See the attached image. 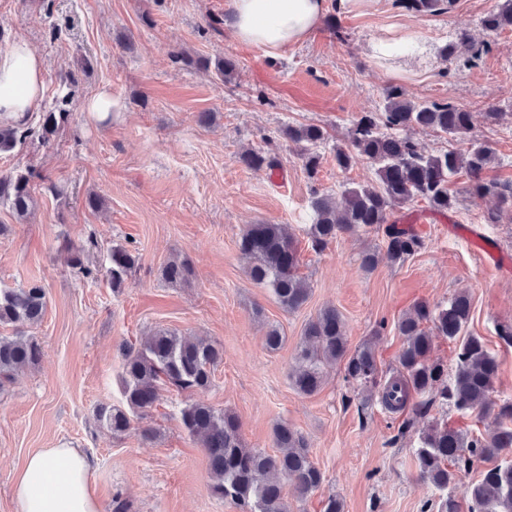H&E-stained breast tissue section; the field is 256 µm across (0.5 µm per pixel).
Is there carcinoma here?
<instances>
[{"label":"carcinoma","instance_id":"carcinoma-1","mask_svg":"<svg viewBox=\"0 0 512 512\" xmlns=\"http://www.w3.org/2000/svg\"><path fill=\"white\" fill-rule=\"evenodd\" d=\"M399 5L416 13L437 14L448 10V0H399ZM484 30L496 33L512 27V0H502L499 7L482 19ZM489 48L461 38L439 50L440 57L464 59L472 63ZM78 80L71 71L60 76L61 92L51 105L39 113L37 121L29 118L0 122V155L13 153L28 143L50 148L59 127L68 123L70 105ZM468 138L473 115L450 101H409L397 86L385 89L375 112L356 118L345 145L336 147V166L347 170L360 160L376 168L377 184L348 187L343 191L345 206L336 211L326 195H314L311 201L313 224L307 230L312 248L323 250L340 232H357L385 227L384 251L372 250L362 255V267L374 269L380 261L404 262L418 253L423 240L410 227L389 221L395 206L415 199L426 201L434 210L445 213L452 207L448 178L464 169L473 182L471 192L478 197L492 196L500 205L512 208V183L484 178L494 162L488 144L468 138L464 150L448 149L429 154L407 134L411 128ZM281 137L298 148V156L309 178H314L320 156L313 147L327 132L317 125H288ZM239 162L250 169L273 168L278 164L270 152L245 149ZM34 172L18 171L0 177V206L7 208L19 222L25 221L35 206L31 181ZM239 250L248 262L251 279L267 288L277 304L287 313L298 311L308 301L310 288L299 274V253L294 239L279 224H251L242 234ZM68 263L85 277H93L99 267L89 264L84 249L67 248ZM104 269L112 288H122L127 276L139 262L138 253L121 245L107 251ZM189 275L183 261H171L164 270L165 279L177 283ZM47 307L43 286L33 283L21 288H0V326L11 325L16 335L0 338V389L19 371L34 367L42 355L36 336L26 329L38 324ZM471 300L467 293L452 296L448 303L435 308L417 302L404 312L396 328L403 336L398 366L383 371L376 348L365 343L350 349L344 322L334 307L321 310L304 328L298 344L295 366L290 375L294 388L303 395H313L323 386L325 367L330 361L345 362V381L365 394L361 409L378 402L391 414H402L417 396L415 412L427 413L436 404L447 405L461 416L475 412L494 414L497 427L484 438L466 430L435 422L418 438L415 456L421 478L438 492V501L426 504L429 512H512V401L492 398L498 362L482 338L468 331ZM438 335L456 344L453 374L444 364L431 358L432 340L427 325ZM285 336L272 325L264 336L270 351L281 348ZM224 358L220 345L190 342L170 331L147 337L137 347L122 349V394L124 406H102L97 411L100 422L114 434L130 429L133 418L144 415L158 400L160 385L179 392H194L211 385L212 373ZM181 423L187 433L205 450L212 478V492L233 503L239 512H290L283 494L289 484L300 502L307 501L324 482V475L313 461L303 436L285 422L273 428V442L278 453L269 455L243 446L238 417L201 402L186 405ZM477 463H489L481 480L459 484V473Z\"/></svg>","mask_w":512,"mask_h":512}]
</instances>
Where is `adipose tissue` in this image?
<instances>
[{
    "label": "adipose tissue",
    "mask_w": 512,
    "mask_h": 512,
    "mask_svg": "<svg viewBox=\"0 0 512 512\" xmlns=\"http://www.w3.org/2000/svg\"><path fill=\"white\" fill-rule=\"evenodd\" d=\"M325 13L326 0H232L226 24L236 39L274 51L309 38ZM45 92L42 58L15 39L0 54V121L39 111ZM13 512H99L87 457L75 448L30 454L15 480Z\"/></svg>",
    "instance_id": "obj_1"
}]
</instances>
